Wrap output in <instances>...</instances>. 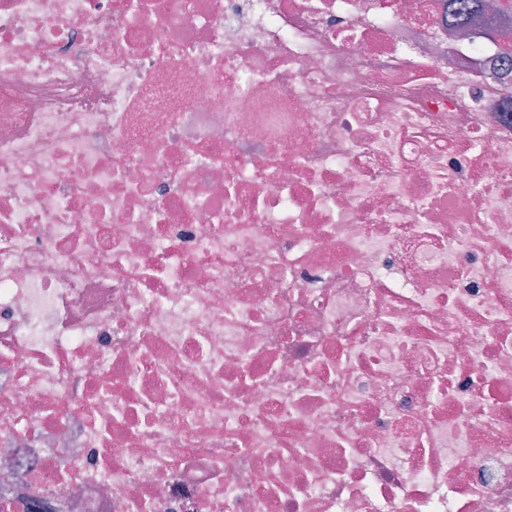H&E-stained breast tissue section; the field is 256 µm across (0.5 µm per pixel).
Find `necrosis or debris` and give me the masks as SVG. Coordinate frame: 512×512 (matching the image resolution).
Instances as JSON below:
<instances>
[{
	"instance_id": "obj_1",
	"label": "necrosis or debris",
	"mask_w": 512,
	"mask_h": 512,
	"mask_svg": "<svg viewBox=\"0 0 512 512\" xmlns=\"http://www.w3.org/2000/svg\"><path fill=\"white\" fill-rule=\"evenodd\" d=\"M446 0H0V504L512 512V61Z\"/></svg>"
}]
</instances>
